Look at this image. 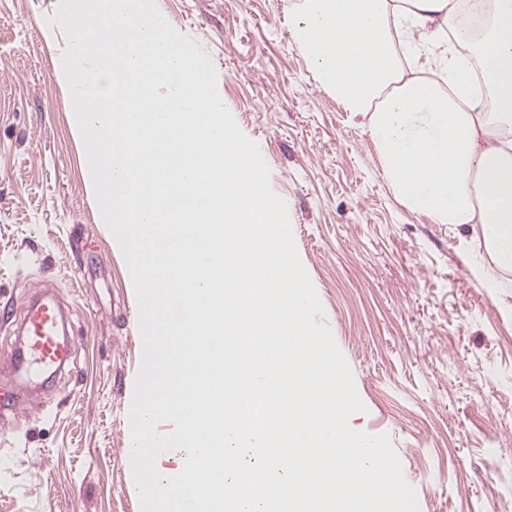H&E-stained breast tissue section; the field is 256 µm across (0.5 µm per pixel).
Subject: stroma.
<instances>
[{
	"label": "stroma",
	"mask_w": 512,
	"mask_h": 512,
	"mask_svg": "<svg viewBox=\"0 0 512 512\" xmlns=\"http://www.w3.org/2000/svg\"><path fill=\"white\" fill-rule=\"evenodd\" d=\"M156 2L210 55L271 169L366 406L351 427L389 435L419 512H512V313L470 275L469 229L395 198L357 118L292 41L289 0ZM58 4L0 0V372L44 289L79 341L71 370L36 377L19 409L0 412V512H141L128 461L138 305L57 75Z\"/></svg>",
	"instance_id": "35a3bbf8"
}]
</instances>
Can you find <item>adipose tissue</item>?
<instances>
[{
  "instance_id": "adipose-tissue-1",
  "label": "adipose tissue",
  "mask_w": 512,
  "mask_h": 512,
  "mask_svg": "<svg viewBox=\"0 0 512 512\" xmlns=\"http://www.w3.org/2000/svg\"><path fill=\"white\" fill-rule=\"evenodd\" d=\"M483 19L479 35L465 9ZM290 34L322 87L359 116L399 201L479 232L469 266L512 277V0H291ZM440 68L408 75L429 48Z\"/></svg>"
}]
</instances>
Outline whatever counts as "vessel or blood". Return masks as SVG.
Listing matches in <instances>:
<instances>
[{"instance_id": "b4317fda", "label": "vessel or blood", "mask_w": 512, "mask_h": 512, "mask_svg": "<svg viewBox=\"0 0 512 512\" xmlns=\"http://www.w3.org/2000/svg\"><path fill=\"white\" fill-rule=\"evenodd\" d=\"M19 334L22 342L10 359L14 375L27 374L34 368L56 372L69 361L77 344L72 324L53 290L29 307L20 322Z\"/></svg>"}]
</instances>
